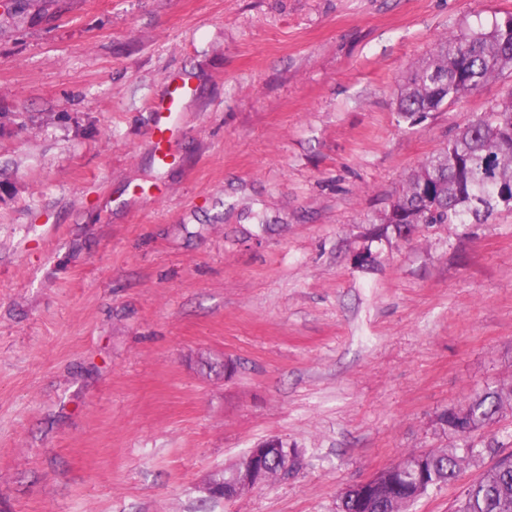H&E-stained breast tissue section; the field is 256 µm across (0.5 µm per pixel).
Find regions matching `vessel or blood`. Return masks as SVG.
<instances>
[{"label": "vessel or blood", "instance_id": "vessel-or-blood-1", "mask_svg": "<svg viewBox=\"0 0 512 512\" xmlns=\"http://www.w3.org/2000/svg\"><path fill=\"white\" fill-rule=\"evenodd\" d=\"M192 94L190 81L179 79L169 94L153 105L152 144L158 165H169L176 158L175 147L182 131L181 111Z\"/></svg>", "mask_w": 512, "mask_h": 512}]
</instances>
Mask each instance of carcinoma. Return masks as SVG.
Wrapping results in <instances>:
<instances>
[{"label": "carcinoma", "instance_id": "1", "mask_svg": "<svg viewBox=\"0 0 512 512\" xmlns=\"http://www.w3.org/2000/svg\"><path fill=\"white\" fill-rule=\"evenodd\" d=\"M512 70V26L496 21L488 29L450 35L439 40L426 64L420 66L397 98L399 118L420 123L440 108L478 90L490 79ZM512 192V91L475 115L444 147L413 170L398 197L405 209L420 213L418 224H381L373 235L411 236L433 224H484L504 208ZM512 387H488L469 399L456 435L465 442L456 448L412 453L420 480L395 469L390 479L398 490L374 498L367 512H405L406 506L428 490L458 480L464 464L478 450L469 442L491 427ZM455 512H512V453L500 457L491 470L463 491Z\"/></svg>", "mask_w": 512, "mask_h": 512}]
</instances>
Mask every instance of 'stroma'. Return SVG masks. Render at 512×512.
I'll return each mask as SVG.
<instances>
[{
  "label": "stroma",
  "mask_w": 512,
  "mask_h": 512,
  "mask_svg": "<svg viewBox=\"0 0 512 512\" xmlns=\"http://www.w3.org/2000/svg\"><path fill=\"white\" fill-rule=\"evenodd\" d=\"M512 0H0V512H337L442 410L512 382V213L369 240L407 174L512 90L418 126L404 77ZM190 76L174 164L151 103ZM370 249L377 259L358 265ZM232 373H225V364ZM277 437L300 466L201 487ZM452 512L512 452V408Z\"/></svg>",
  "instance_id": "obj_1"
}]
</instances>
